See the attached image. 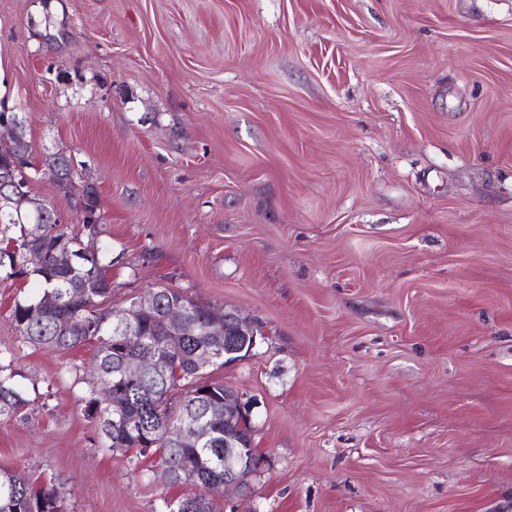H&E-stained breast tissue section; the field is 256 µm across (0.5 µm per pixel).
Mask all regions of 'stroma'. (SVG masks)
I'll return each mask as SVG.
<instances>
[{"mask_svg":"<svg viewBox=\"0 0 512 512\" xmlns=\"http://www.w3.org/2000/svg\"><path fill=\"white\" fill-rule=\"evenodd\" d=\"M0 105L34 196L112 244V306L166 285L258 327L210 369L261 465L219 512H512V0H0ZM0 365L27 403L0 464L66 512H157L149 460L101 451L88 349ZM24 132V135H23ZM23 140L18 145L19 153L25 158V168L33 170L35 174L38 172V167L34 162L33 150L31 141L27 138L25 128L18 118L12 120L11 118H4L0 120V145L1 147L11 146L22 138Z\"/></svg>","mask_w":512,"mask_h":512,"instance_id":"obj_1","label":"stroma"}]
</instances>
